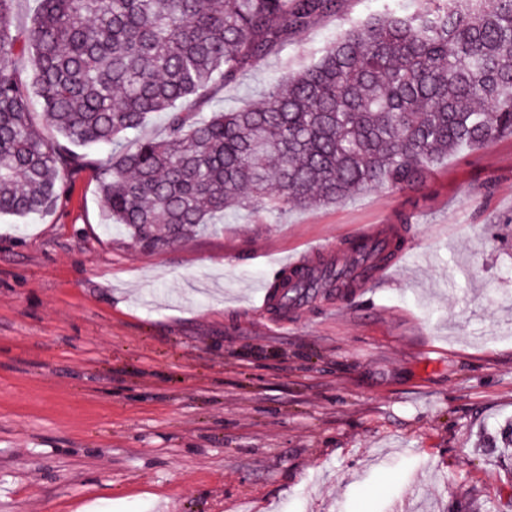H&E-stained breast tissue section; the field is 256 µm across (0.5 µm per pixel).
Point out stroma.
<instances>
[{
  "mask_svg": "<svg viewBox=\"0 0 512 512\" xmlns=\"http://www.w3.org/2000/svg\"><path fill=\"white\" fill-rule=\"evenodd\" d=\"M382 0H342L214 93L261 101ZM99 151L0 217V512H512V138L417 190L231 210L146 247L107 228ZM406 226L390 277L262 305L289 261Z\"/></svg>",
  "mask_w": 512,
  "mask_h": 512,
  "instance_id": "35a3bbf8",
  "label": "stroma"
}]
</instances>
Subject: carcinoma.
<instances>
[{"mask_svg": "<svg viewBox=\"0 0 512 512\" xmlns=\"http://www.w3.org/2000/svg\"><path fill=\"white\" fill-rule=\"evenodd\" d=\"M0 0V216L39 214L86 156L100 161L109 224L168 244L233 207L341 203L368 189H416L443 157L512 136V0H437L429 14L384 10L345 28L263 100L200 115L209 93L338 0H38L30 27ZM40 111L55 133L36 131ZM162 139L139 130L151 119ZM401 235L347 251L368 266ZM351 288L339 266H304L289 293Z\"/></svg>", "mask_w": 512, "mask_h": 512, "instance_id": "cac0c4a2", "label": "carcinoma"}]
</instances>
